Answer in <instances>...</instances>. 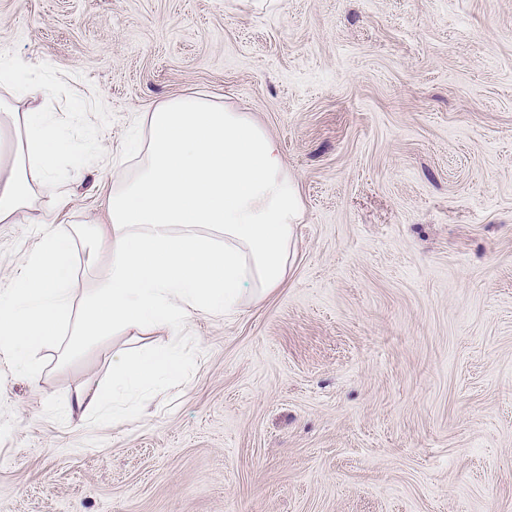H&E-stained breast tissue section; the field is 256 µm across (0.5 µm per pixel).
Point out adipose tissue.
Here are the masks:
<instances>
[{
	"mask_svg": "<svg viewBox=\"0 0 512 512\" xmlns=\"http://www.w3.org/2000/svg\"><path fill=\"white\" fill-rule=\"evenodd\" d=\"M0 149L13 131L25 143L0 172V223L16 224L35 188L49 187L65 150L59 127L37 107L40 83L0 58ZM137 162L112 186L109 228L60 233L51 220L10 286L0 290V356L37 379L33 356L63 363L115 335L167 331L168 342L112 356V390L77 393L82 413L125 412L160 385L176 384L185 362L181 332L197 315L235 313L243 292L263 300L285 279L301 197L288 164L250 113L203 95H183L142 113ZM101 265L94 288L76 296L77 244Z\"/></svg>",
	"mask_w": 512,
	"mask_h": 512,
	"instance_id": "1",
	"label": "adipose tissue"
}]
</instances>
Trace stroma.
<instances>
[{
  "instance_id": "stroma-1",
  "label": "stroma",
  "mask_w": 512,
  "mask_h": 512,
  "mask_svg": "<svg viewBox=\"0 0 512 512\" xmlns=\"http://www.w3.org/2000/svg\"><path fill=\"white\" fill-rule=\"evenodd\" d=\"M0 56L69 140L37 241L107 221L139 113L202 92L279 143L303 217L262 303L199 315L178 385L92 424L115 336L0 359V512H512V0H0Z\"/></svg>"
}]
</instances>
